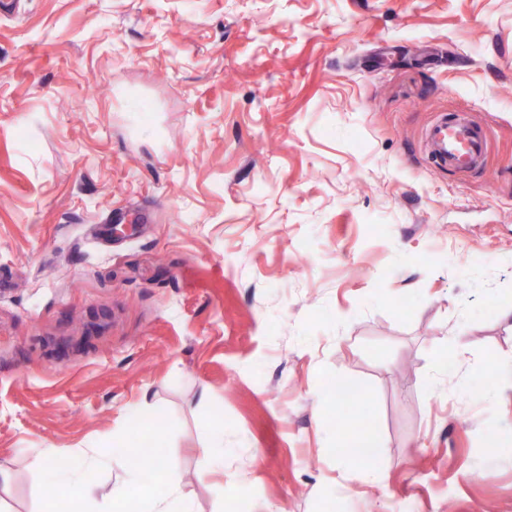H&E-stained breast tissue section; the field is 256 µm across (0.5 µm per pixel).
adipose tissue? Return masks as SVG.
<instances>
[{
	"label": "adipose tissue",
	"mask_w": 512,
	"mask_h": 512,
	"mask_svg": "<svg viewBox=\"0 0 512 512\" xmlns=\"http://www.w3.org/2000/svg\"><path fill=\"white\" fill-rule=\"evenodd\" d=\"M360 449L359 458L363 467L359 472L362 479L373 476L368 463L378 443L374 433L368 427H356L344 435L336 450L338 462L345 463L354 458L352 449ZM129 451L115 452L112 455L92 459L88 469L81 475L74 476L58 472L53 480L59 490V500L45 506L43 512H62L61 506L67 502L87 504L94 500L97 486L91 472L94 469H112L120 472L121 482L112 490V512H197L196 502L191 492L182 484L175 464L157 466L153 481H146L139 470L129 466Z\"/></svg>",
	"instance_id": "ef3b65f1"
}]
</instances>
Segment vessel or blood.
I'll use <instances>...</instances> for the list:
<instances>
[{"instance_id":"b4317fda","label":"vessel or blood","mask_w":512,"mask_h":512,"mask_svg":"<svg viewBox=\"0 0 512 512\" xmlns=\"http://www.w3.org/2000/svg\"><path fill=\"white\" fill-rule=\"evenodd\" d=\"M428 140L435 162L462 171L477 168L488 148L485 131L457 115L435 122L429 129Z\"/></svg>"}]
</instances>
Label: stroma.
I'll use <instances>...</instances> for the list:
<instances>
[{"instance_id": "1", "label": "stroma", "mask_w": 512, "mask_h": 512, "mask_svg": "<svg viewBox=\"0 0 512 512\" xmlns=\"http://www.w3.org/2000/svg\"><path fill=\"white\" fill-rule=\"evenodd\" d=\"M134 424L199 512H512V0L0 13V512ZM428 140L435 162L454 170L477 168L488 148L485 131L459 115L445 116L435 122L429 129ZM337 447L336 461L342 464L345 462L353 464L354 462L351 460V458H353V455L350 452L351 448L360 449L362 453L357 462L366 463L372 461L373 457L377 453L379 445L370 427H355L352 432L344 435V437L338 442ZM368 450H372L373 453L369 454Z\"/></svg>"}]
</instances>
